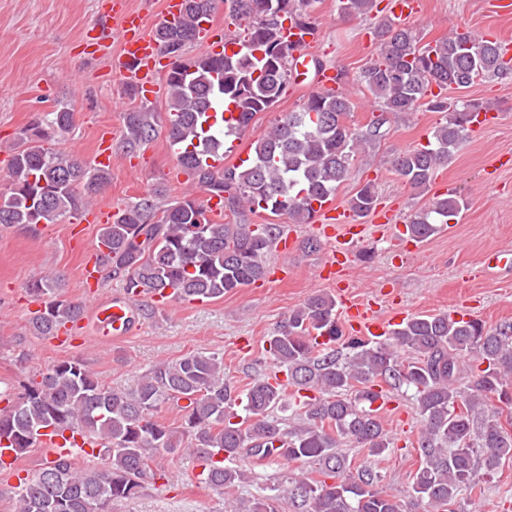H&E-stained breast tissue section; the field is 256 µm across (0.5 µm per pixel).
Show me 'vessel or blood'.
Listing matches in <instances>:
<instances>
[{
  "label": "vessel or blood",
  "instance_id": "vessel-or-blood-1",
  "mask_svg": "<svg viewBox=\"0 0 512 512\" xmlns=\"http://www.w3.org/2000/svg\"><path fill=\"white\" fill-rule=\"evenodd\" d=\"M119 31H112L107 24L95 28L91 38L94 57L111 70L118 71L126 84L133 86L145 98L156 96L160 74L159 48L149 34L140 13L119 10ZM120 38V50H113V38ZM309 55L306 50L294 52L291 80L303 91L325 92L336 89V74L322 71L315 79H308ZM321 217L333 230V245L317 267L320 280L335 284L336 297L340 304L342 326L345 333L353 336L381 337L389 332L390 318L378 313L375 300H364L353 296L348 288L339 286L341 270L363 238L364 227L348 221L335 199H326L321 208ZM103 276V264L99 251H91L81 269L83 287H98ZM135 299L113 297L100 300L91 310V323L98 341L108 342L126 336L132 324L131 311ZM96 442L87 437L58 431L43 437L41 450L46 461L79 453L88 455Z\"/></svg>",
  "mask_w": 512,
  "mask_h": 512
}]
</instances>
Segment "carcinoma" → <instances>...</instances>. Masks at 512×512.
<instances>
[{"instance_id":"1","label":"carcinoma","mask_w":512,"mask_h":512,"mask_svg":"<svg viewBox=\"0 0 512 512\" xmlns=\"http://www.w3.org/2000/svg\"><path fill=\"white\" fill-rule=\"evenodd\" d=\"M344 18L378 10L377 0H336ZM315 0H228L230 13L245 23L239 51L184 59L197 40L216 0H185L182 17L156 26L154 37L173 59L166 77V133L178 146V165L193 184L216 197L235 216L224 222L191 195L163 202L147 192L127 203L102 226L98 243L106 248L105 270L122 279L133 297L171 288L176 300L208 302L265 277L266 257L282 224H253L265 213L290 224H310L315 205L336 194L355 162L390 132L392 119L423 110L441 115L427 143L397 153L393 172L418 195L429 191L436 172L451 163L473 132L481 110L478 99L452 101L444 92L465 89L477 79H503L512 73L498 41L476 40L455 30L421 43L399 21L383 17L374 30L377 58L360 74L380 119L349 123L355 105L336 93L311 94L295 112L277 116L252 144L249 163L215 171L199 160L200 151L223 152L254 118L276 104L290 80L296 46L282 37L284 22L316 32ZM438 93H433V89ZM232 103L238 121L207 125L206 112ZM74 123V112L59 106L34 118L21 131L8 184L0 191V226L34 231L40 224L75 219L112 179V172L51 147ZM158 113L146 101L124 116L119 149L130 152L159 135ZM378 203L376 184L361 185L348 201L362 219ZM465 199L437 195L406 218L410 235L424 242L443 224L459 217ZM58 277L27 285L43 301L30 321L38 336H53L84 315L81 303L61 298ZM265 359L283 372L279 381L261 377L239 389L224 369V356L191 352L152 367L132 391L104 386L76 360H59L32 381L24 393L0 408V442L24 454L51 428L88 435L101 442L93 461L77 466L60 458L19 479L17 512H112L164 478L155 456L190 449L200 482L226 495L248 482V467L283 459L307 467L290 471L257 494L235 500L233 512H408L406 502L377 487L370 466L350 468L338 452L345 442L383 457L392 442L375 401L393 390L411 392L421 428L420 465L409 497L428 512H467L462 495L473 493L512 458V431L502 420L512 410V323L488 328L479 319H456L443 312L412 315L385 341L344 334L336 300L310 295L267 336ZM471 374L469 383L465 375ZM495 397L503 407H490ZM165 405L177 409L180 426L159 416Z\"/></svg>"}]
</instances>
